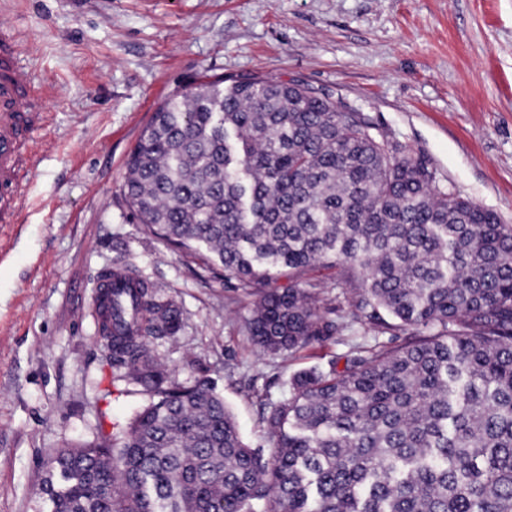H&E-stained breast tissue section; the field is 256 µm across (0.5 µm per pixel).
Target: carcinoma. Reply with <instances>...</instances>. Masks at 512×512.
<instances>
[{
  "instance_id": "cac0c4a2",
  "label": "carcinoma",
  "mask_w": 512,
  "mask_h": 512,
  "mask_svg": "<svg viewBox=\"0 0 512 512\" xmlns=\"http://www.w3.org/2000/svg\"><path fill=\"white\" fill-rule=\"evenodd\" d=\"M123 192L154 236L258 295L244 329L260 351L294 357L349 320L400 343L260 398L266 458L213 386L154 357L181 330L177 303L114 271L100 339L148 403L52 456L50 512H512V224L436 186L361 113L264 78L158 107Z\"/></svg>"
}]
</instances>
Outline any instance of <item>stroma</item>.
<instances>
[{"label": "stroma", "mask_w": 512, "mask_h": 512, "mask_svg": "<svg viewBox=\"0 0 512 512\" xmlns=\"http://www.w3.org/2000/svg\"><path fill=\"white\" fill-rule=\"evenodd\" d=\"M44 95L17 224H0V512H48L43 464L145 396L112 394L99 337L116 266L176 301L157 341L181 380L214 383L243 439L270 450L259 395L366 343L359 326L296 357L257 351L254 297L221 265L147 234L122 186L155 109L207 77L297 83L362 113L436 183L512 224V0H0Z\"/></svg>", "instance_id": "35a3bbf8"}]
</instances>
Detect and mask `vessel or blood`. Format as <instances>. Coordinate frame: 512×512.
Masks as SVG:
<instances>
[{
  "mask_svg": "<svg viewBox=\"0 0 512 512\" xmlns=\"http://www.w3.org/2000/svg\"><path fill=\"white\" fill-rule=\"evenodd\" d=\"M13 31L0 29V224L17 223L25 196L22 175L31 162L29 142L42 116V93L20 62Z\"/></svg>",
  "mask_w": 512,
  "mask_h": 512,
  "instance_id": "1",
  "label": "vessel or blood"
}]
</instances>
